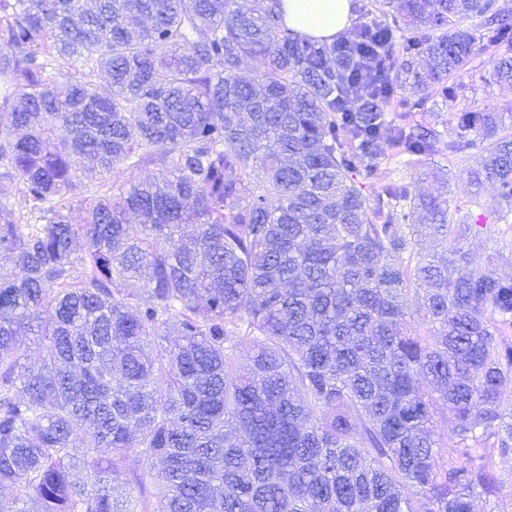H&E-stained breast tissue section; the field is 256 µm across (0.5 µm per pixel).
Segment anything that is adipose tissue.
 Instances as JSON below:
<instances>
[{
    "label": "adipose tissue",
    "mask_w": 512,
    "mask_h": 512,
    "mask_svg": "<svg viewBox=\"0 0 512 512\" xmlns=\"http://www.w3.org/2000/svg\"><path fill=\"white\" fill-rule=\"evenodd\" d=\"M285 25L300 35L332 41L353 19L351 0H282Z\"/></svg>",
    "instance_id": "obj_1"
}]
</instances>
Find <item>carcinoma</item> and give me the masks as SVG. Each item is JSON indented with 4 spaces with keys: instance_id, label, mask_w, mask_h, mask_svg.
Masks as SVG:
<instances>
[{
    "instance_id": "cac0c4a2",
    "label": "carcinoma",
    "mask_w": 512,
    "mask_h": 512,
    "mask_svg": "<svg viewBox=\"0 0 512 512\" xmlns=\"http://www.w3.org/2000/svg\"><path fill=\"white\" fill-rule=\"evenodd\" d=\"M387 4L328 43L281 0H0V183L26 205L0 197V512H127L141 459L162 467L140 512H508L512 278L471 266L447 200L355 178L473 134L474 180L512 200L500 113H457L444 146L385 116L455 99L479 50L512 84V17Z\"/></svg>"
}]
</instances>
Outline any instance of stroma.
I'll list each match as a JSON object with an SVG mask.
<instances>
[{
  "label": "stroma",
  "mask_w": 512,
  "mask_h": 512,
  "mask_svg": "<svg viewBox=\"0 0 512 512\" xmlns=\"http://www.w3.org/2000/svg\"><path fill=\"white\" fill-rule=\"evenodd\" d=\"M463 90L456 100L443 102L433 97L426 111L414 112L417 121L436 122L443 140L456 137L454 117L463 111L490 109L505 117L506 132L512 135V85L496 82L488 55L478 54L467 67L452 78ZM486 155L483 143H475L457 154L440 153L405 164L394 151H387L373 182L364 184V195L387 182L411 183L425 195H443L448 199L450 215L470 214L472 233L463 245L474 265L492 269L503 278L512 277V206L501 203L491 184L475 187L471 174L478 170Z\"/></svg>",
  "instance_id": "35a3bbf8"
}]
</instances>
